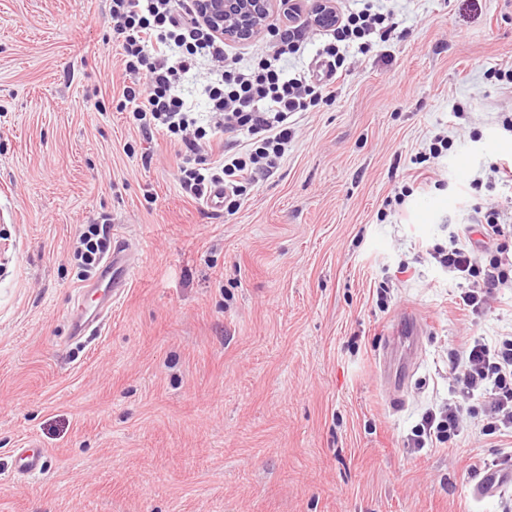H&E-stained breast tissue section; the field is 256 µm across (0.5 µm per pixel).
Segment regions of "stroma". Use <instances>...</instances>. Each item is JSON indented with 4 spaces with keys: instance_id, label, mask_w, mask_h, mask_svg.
Here are the masks:
<instances>
[{
    "instance_id": "1",
    "label": "stroma",
    "mask_w": 512,
    "mask_h": 512,
    "mask_svg": "<svg viewBox=\"0 0 512 512\" xmlns=\"http://www.w3.org/2000/svg\"><path fill=\"white\" fill-rule=\"evenodd\" d=\"M397 10L403 38L349 49L335 102L231 215L190 199L169 138L119 110L110 0H0V512L512 507L510 489L474 499L466 468L511 457L512 437L476 417L451 445L415 444L460 398L449 351L512 335V290L460 311L432 256L483 200L512 217V182L489 170L512 165V91L487 76L512 69V0ZM439 133L451 149L418 174ZM104 215L140 265L81 343L73 252ZM408 310L419 335L391 339ZM29 439L46 452L33 477L11 464Z\"/></svg>"
}]
</instances>
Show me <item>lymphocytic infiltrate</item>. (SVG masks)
Instances as JSON below:
<instances>
[{"instance_id": "f902f5d3", "label": "lymphocytic infiltrate", "mask_w": 512, "mask_h": 512, "mask_svg": "<svg viewBox=\"0 0 512 512\" xmlns=\"http://www.w3.org/2000/svg\"><path fill=\"white\" fill-rule=\"evenodd\" d=\"M339 20L325 34L322 71L289 74L286 61L308 44L311 19L285 25L265 52L244 58L200 20L196 0H111L112 32L121 46L124 70L131 79L122 91L121 108L146 137L175 136L179 181L192 198L224 187V207L236 212L256 175L271 172L295 137L294 117L333 101L332 80L357 47L368 53L374 42H387L398 28L392 0H363L362 7L336 6ZM207 68L202 92L206 112L187 100L183 86L191 70ZM223 135L217 157H209L206 138ZM503 214L495 203L480 207L477 224L489 246L476 253L454 241L438 250L442 266L464 281L460 310L479 312L501 289L512 288V245L505 241ZM109 222L85 225L74 259L92 271L110 248ZM449 374L462 402L444 413L423 415L417 445L453 442L465 417L484 415V434L512 436V337L464 340L449 360Z\"/></svg>"}]
</instances>
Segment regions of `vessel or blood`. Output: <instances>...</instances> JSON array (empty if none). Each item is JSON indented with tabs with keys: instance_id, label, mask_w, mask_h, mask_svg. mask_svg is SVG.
<instances>
[{
	"instance_id": "1",
	"label": "vessel or blood",
	"mask_w": 512,
	"mask_h": 512,
	"mask_svg": "<svg viewBox=\"0 0 512 512\" xmlns=\"http://www.w3.org/2000/svg\"><path fill=\"white\" fill-rule=\"evenodd\" d=\"M136 274V267L130 258L124 241H117L111 255L102 265L94 288L98 296L92 304L82 309L81 317L73 324L78 336H94L101 332V314L105 307L117 301ZM45 452L36 447L19 448L15 451V465L18 472L32 476L42 471ZM512 487V463L503 462L497 467L484 471L471 487L473 497L485 500L496 497L506 488Z\"/></svg>"
}]
</instances>
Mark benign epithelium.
<instances>
[{
  "label": "benign epithelium",
  "mask_w": 512,
  "mask_h": 512,
  "mask_svg": "<svg viewBox=\"0 0 512 512\" xmlns=\"http://www.w3.org/2000/svg\"><path fill=\"white\" fill-rule=\"evenodd\" d=\"M304 0H198L201 18L229 41H250L269 30L267 21L275 9L289 16L302 9ZM309 9L325 27L335 19L334 0H313Z\"/></svg>",
  "instance_id": "obj_1"
}]
</instances>
